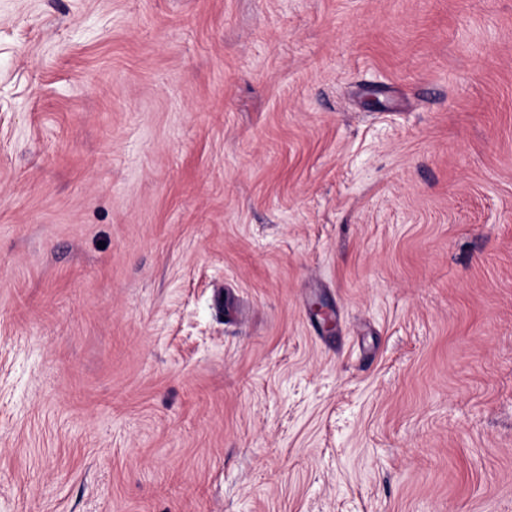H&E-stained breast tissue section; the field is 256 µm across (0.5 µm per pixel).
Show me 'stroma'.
Masks as SVG:
<instances>
[{
	"label": "stroma",
	"instance_id": "stroma-1",
	"mask_svg": "<svg viewBox=\"0 0 512 512\" xmlns=\"http://www.w3.org/2000/svg\"><path fill=\"white\" fill-rule=\"evenodd\" d=\"M0 512H512V0H0Z\"/></svg>",
	"mask_w": 512,
	"mask_h": 512
}]
</instances>
